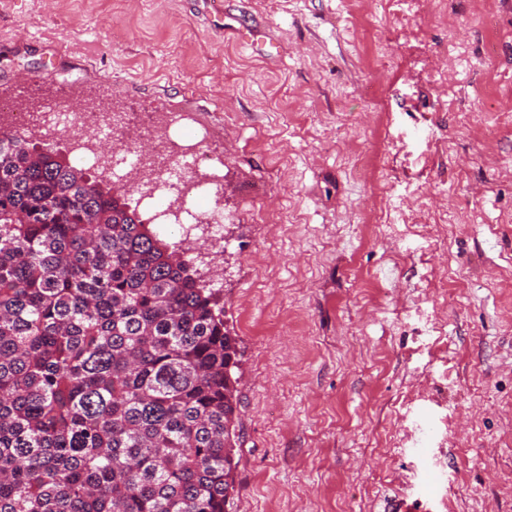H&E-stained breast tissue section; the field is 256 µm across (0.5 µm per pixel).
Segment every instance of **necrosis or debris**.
Here are the masks:
<instances>
[{"label":"necrosis or debris","instance_id":"4bbe7bcc","mask_svg":"<svg viewBox=\"0 0 512 512\" xmlns=\"http://www.w3.org/2000/svg\"><path fill=\"white\" fill-rule=\"evenodd\" d=\"M178 129L164 112H110L64 91L42 98L34 81L22 84L16 98L0 101V131L67 147L79 164L133 185L155 223L175 225L180 243L212 269L222 257L221 217L189 204L221 186L216 165L224 147L210 132L185 137Z\"/></svg>","mask_w":512,"mask_h":512}]
</instances>
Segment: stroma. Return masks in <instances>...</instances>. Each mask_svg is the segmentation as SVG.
Listing matches in <instances>:
<instances>
[{"label": "stroma", "instance_id": "1", "mask_svg": "<svg viewBox=\"0 0 512 512\" xmlns=\"http://www.w3.org/2000/svg\"><path fill=\"white\" fill-rule=\"evenodd\" d=\"M222 2L0 0V98L225 114L227 512H512V0Z\"/></svg>", "mask_w": 512, "mask_h": 512}]
</instances>
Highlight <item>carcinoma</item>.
<instances>
[{"label":"carcinoma","mask_w":512,"mask_h":512,"mask_svg":"<svg viewBox=\"0 0 512 512\" xmlns=\"http://www.w3.org/2000/svg\"><path fill=\"white\" fill-rule=\"evenodd\" d=\"M240 357L125 193L0 135V512H226Z\"/></svg>","instance_id":"carcinoma-1"}]
</instances>
